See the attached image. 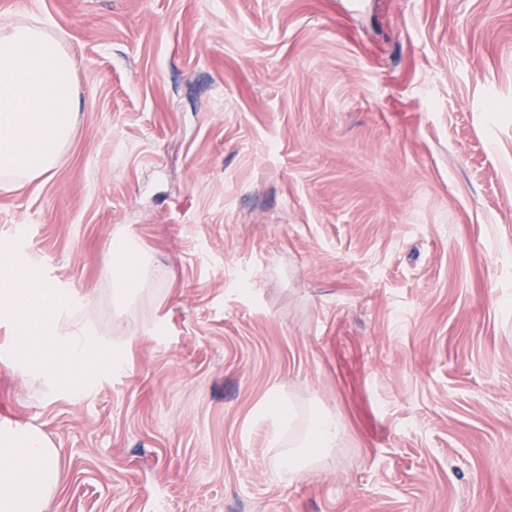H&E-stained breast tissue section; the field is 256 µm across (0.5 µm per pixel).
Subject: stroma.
I'll return each mask as SVG.
<instances>
[{
	"mask_svg": "<svg viewBox=\"0 0 512 512\" xmlns=\"http://www.w3.org/2000/svg\"><path fill=\"white\" fill-rule=\"evenodd\" d=\"M1 19L63 37L84 105L50 173L0 186V249L124 358L70 392L0 346V420L56 448L55 512H512V0ZM126 237L157 277L123 307ZM314 405L344 442L290 484ZM286 410L281 403L272 398L266 407L264 422L267 425L268 439L271 445H276L281 436V429L286 420Z\"/></svg>",
	"mask_w": 512,
	"mask_h": 512,
	"instance_id": "obj_1",
	"label": "stroma"
}]
</instances>
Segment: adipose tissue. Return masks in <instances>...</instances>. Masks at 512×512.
I'll use <instances>...</instances> for the list:
<instances>
[{
  "instance_id": "1",
  "label": "adipose tissue",
  "mask_w": 512,
  "mask_h": 512,
  "mask_svg": "<svg viewBox=\"0 0 512 512\" xmlns=\"http://www.w3.org/2000/svg\"><path fill=\"white\" fill-rule=\"evenodd\" d=\"M83 102L74 59L47 24L0 23V180L22 187L50 172L72 132ZM0 312L21 318L18 343L30 371L76 390L112 362L86 328L79 308L54 289H30L20 269L0 260ZM343 437L338 420L311 412L310 462ZM56 449L38 429L0 422V512H53L59 481Z\"/></svg>"
}]
</instances>
